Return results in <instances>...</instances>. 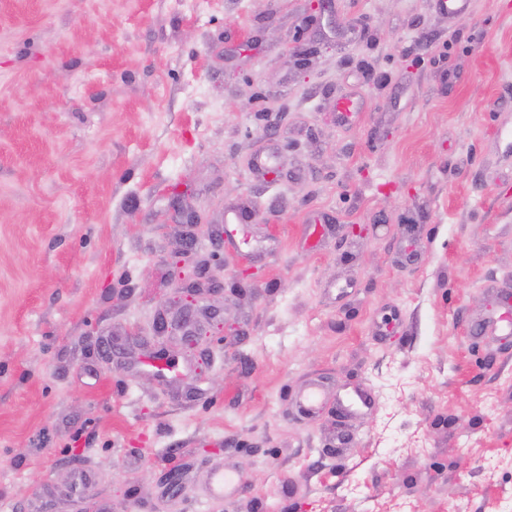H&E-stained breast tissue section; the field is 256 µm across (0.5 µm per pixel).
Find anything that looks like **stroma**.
<instances>
[{"label":"stroma","instance_id":"35a3bbf8","mask_svg":"<svg viewBox=\"0 0 512 512\" xmlns=\"http://www.w3.org/2000/svg\"><path fill=\"white\" fill-rule=\"evenodd\" d=\"M507 295L512 0H0V512H512ZM325 399L326 391L318 382H311L296 394V403L300 411L309 417L321 412ZM336 411L344 418H354L372 408L374 404L371 393L356 389L352 394L341 395L336 393ZM205 485L210 498L224 499L239 491L233 475L224 466L209 469L205 474Z\"/></svg>","mask_w":512,"mask_h":512}]
</instances>
